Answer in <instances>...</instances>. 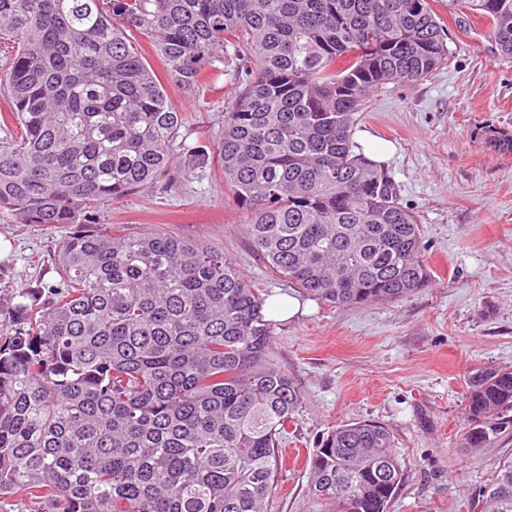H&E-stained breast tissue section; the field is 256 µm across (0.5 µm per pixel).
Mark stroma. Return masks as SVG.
<instances>
[{
	"instance_id": "stroma-1",
	"label": "stroma",
	"mask_w": 512,
	"mask_h": 512,
	"mask_svg": "<svg viewBox=\"0 0 512 512\" xmlns=\"http://www.w3.org/2000/svg\"><path fill=\"white\" fill-rule=\"evenodd\" d=\"M448 33L447 64L416 84L377 89L356 130L394 145L383 167L417 217L429 284L393 302L338 306L272 273L248 240L247 211L219 166L190 174L175 193L144 187L105 206L103 224L124 235L170 234L221 249L261 294L302 304L276 322L273 356L303 401L283 439V466L267 512H331L308 492V459L338 425L387 427L406 461L389 512H482L477 501L494 464L512 459V432L480 448L462 435L470 379L512 368V154L494 138L512 135V57L501 55L476 15L452 16L433 0ZM142 54L174 107L189 142L211 146L233 100L232 81L211 71L194 90L168 83L149 38ZM72 224H22L0 211V297L55 283L54 257Z\"/></svg>"
}]
</instances>
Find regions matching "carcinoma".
<instances>
[{"label":"carcinoma","instance_id":"carcinoma-1","mask_svg":"<svg viewBox=\"0 0 512 512\" xmlns=\"http://www.w3.org/2000/svg\"><path fill=\"white\" fill-rule=\"evenodd\" d=\"M512 56V0H448ZM154 40L190 90L208 67L240 86L213 152L142 56ZM13 51L0 91L20 130L0 141V211L76 224L57 283L14 294L0 343V505L35 512H263L301 403L273 360L264 299L208 245L129 237L106 203L218 160L269 268L336 305L399 300L430 270L416 217L354 141L371 92L448 60L430 0H0ZM463 447L512 427V369L472 379ZM405 461L371 421L328 433L309 493L334 512H389ZM483 495L512 512V460Z\"/></svg>","mask_w":512,"mask_h":512}]
</instances>
